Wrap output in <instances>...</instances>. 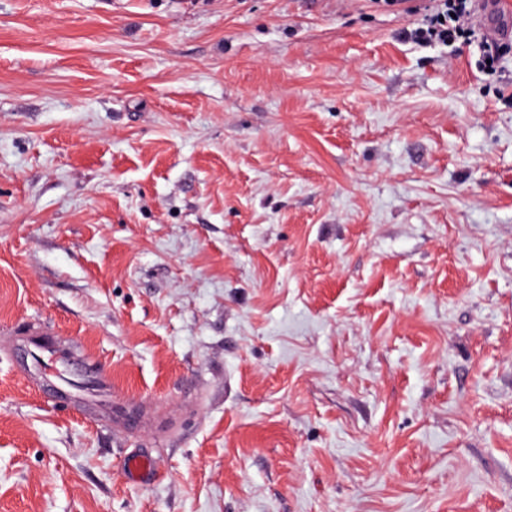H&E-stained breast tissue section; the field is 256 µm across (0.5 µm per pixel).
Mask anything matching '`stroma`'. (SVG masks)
<instances>
[{"instance_id":"stroma-1","label":"stroma","mask_w":512,"mask_h":512,"mask_svg":"<svg viewBox=\"0 0 512 512\" xmlns=\"http://www.w3.org/2000/svg\"><path fill=\"white\" fill-rule=\"evenodd\" d=\"M422 17L0 0V512H512V47ZM433 13L427 14L421 24L409 31V38L422 43L454 44L475 38V30L468 26L474 0H439ZM455 14V17L451 16ZM25 353L28 359H33L40 369L52 367L56 355H64V350H59L54 344H50L48 339L41 335H30L24 341ZM37 357L40 359L38 360ZM69 368L65 367V371L70 376L71 382L75 381L80 383L84 388L91 389L94 393L107 391L112 396V380L110 377L101 370H85L79 372L77 370V363L71 357Z\"/></svg>"}]
</instances>
